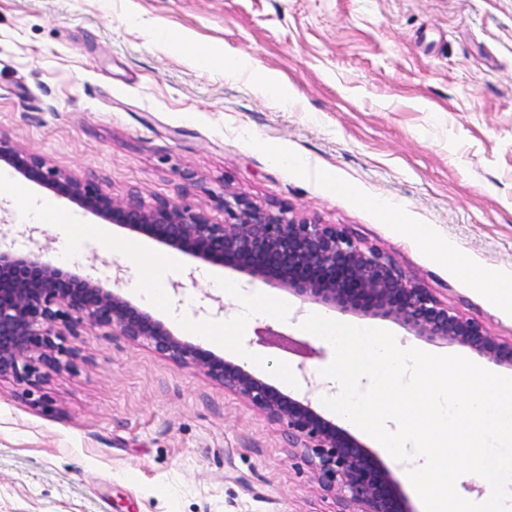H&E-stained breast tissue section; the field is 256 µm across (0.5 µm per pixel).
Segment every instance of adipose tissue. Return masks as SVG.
Returning a JSON list of instances; mask_svg holds the SVG:
<instances>
[{
	"label": "adipose tissue",
	"instance_id": "adipose-tissue-1",
	"mask_svg": "<svg viewBox=\"0 0 512 512\" xmlns=\"http://www.w3.org/2000/svg\"><path fill=\"white\" fill-rule=\"evenodd\" d=\"M448 264L456 272L475 276L477 281L487 285L488 294L493 302L500 308L512 310V281L495 278L488 273H475L469 258L461 251L451 248L447 251ZM173 264L163 261H150L148 272L141 278L134 280L133 286L143 297L151 303L167 302L168 313L174 320H182L183 313L176 306L170 305L169 278L173 273ZM201 279L211 281L213 287L223 291L225 297L236 299L239 309L235 316L225 322L223 331H210V338H222L226 346H234L237 331L252 318L260 314L284 316L288 308L279 302L271 300L267 295L245 292L238 282L229 278L214 276L210 270L204 269L199 273Z\"/></svg>",
	"mask_w": 512,
	"mask_h": 512
}]
</instances>
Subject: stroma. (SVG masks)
<instances>
[{
	"label": "stroma",
	"mask_w": 512,
	"mask_h": 512,
	"mask_svg": "<svg viewBox=\"0 0 512 512\" xmlns=\"http://www.w3.org/2000/svg\"><path fill=\"white\" fill-rule=\"evenodd\" d=\"M186 40L207 50V65L181 50ZM228 55L239 76H225ZM266 78L284 96L266 94ZM0 135L118 198L175 200L220 222L215 197L229 189L338 225L512 341V312L442 256L454 247L512 280V0H0ZM276 150L288 162L274 161ZM4 175L86 232L68 244L45 223L21 236L17 202L2 200L6 244L44 249L53 262L66 255V270L107 287L121 272L124 296L140 307L132 282L146 267L123 245L172 259L187 322L160 305L154 314L177 337L236 360L198 334L237 308L209 300L210 282L195 277L203 261L0 164ZM374 196L400 202L398 218L369 207ZM406 224L431 225L433 246L405 235ZM265 293L289 315L253 318L238 347L264 359L266 382L302 398L304 384H284L279 369H320L332 351L312 357L260 337L273 329L321 348L300 320L320 307ZM70 344L74 366L48 371L44 405L0 381V512H336L283 427L203 371L95 326ZM354 436L422 512L402 463Z\"/></svg>",
	"instance_id": "obj_1"
}]
</instances>
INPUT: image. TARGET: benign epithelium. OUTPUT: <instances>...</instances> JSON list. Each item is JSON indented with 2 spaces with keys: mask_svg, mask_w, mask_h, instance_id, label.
Here are the masks:
<instances>
[{
  "mask_svg": "<svg viewBox=\"0 0 512 512\" xmlns=\"http://www.w3.org/2000/svg\"><path fill=\"white\" fill-rule=\"evenodd\" d=\"M0 161L79 203L94 214L194 257L213 261L253 280L280 288L302 302L341 314L390 320L429 343L455 344L475 357L512 369V342L491 336L481 324L448 308L409 279L385 251L286 207H262L248 197H217L224 222L185 203L137 197L115 199L99 184L62 171L37 154L0 137ZM109 329L150 346L180 366L203 370L271 422L284 428L288 447L300 451L319 487L335 495L337 512H412L392 474L366 446L313 408L325 384L305 368L303 398L280 392L240 364L186 342L99 280L57 267L42 250H0V379L38 390L45 368L72 366L68 337L86 326Z\"/></svg>",
  "mask_w": 512,
  "mask_h": 512,
  "instance_id": "7a95c632",
  "label": "benign epithelium"
}]
</instances>
